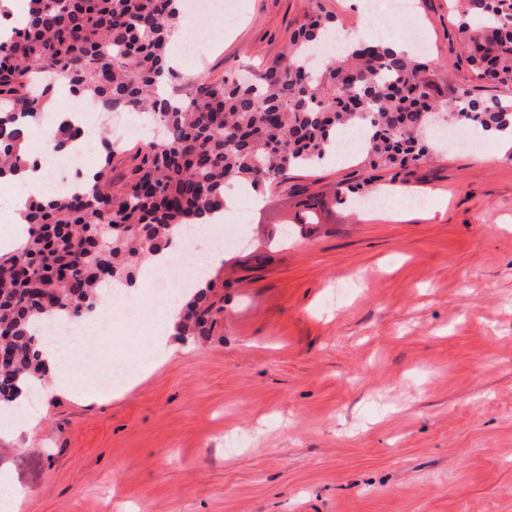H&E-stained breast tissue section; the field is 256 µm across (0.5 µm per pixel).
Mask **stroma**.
Returning a JSON list of instances; mask_svg holds the SVG:
<instances>
[{"mask_svg":"<svg viewBox=\"0 0 512 512\" xmlns=\"http://www.w3.org/2000/svg\"><path fill=\"white\" fill-rule=\"evenodd\" d=\"M443 80L484 98L512 90L455 59L448 0H414ZM306 0H236L199 65L210 80L257 72L286 49ZM136 112L97 113L133 165ZM402 181L421 206L365 214L337 184ZM321 199L322 223L281 221ZM240 249L213 273L211 336L112 398L51 395L0 452L20 512H512V151L438 143L374 170L363 156L289 171L263 188ZM113 307L104 359L134 360L138 310Z\"/></svg>","mask_w":512,"mask_h":512,"instance_id":"35a3bbf8","label":"stroma"}]
</instances>
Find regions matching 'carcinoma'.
<instances>
[{"label":"carcinoma","mask_w":512,"mask_h":512,"mask_svg":"<svg viewBox=\"0 0 512 512\" xmlns=\"http://www.w3.org/2000/svg\"><path fill=\"white\" fill-rule=\"evenodd\" d=\"M24 29L0 41V175L28 165L16 117L37 118L56 82L102 112L140 108L166 136L138 149L128 172H115L105 145L89 190L28 207L27 238L0 253V349L10 360L0 379L33 381L46 373L35 322L56 313L78 319L102 287L130 286L139 263L172 229L224 208L232 179L256 189L289 170L329 159L336 131L364 127L370 166L405 167L428 150L427 132L448 117L477 137H512V102L448 88L439 64L378 41H352L322 69L310 47L335 29L326 0H307L304 21L286 50L247 81L192 79L168 62L182 0H29ZM457 17V57L480 80L512 85V0H450ZM55 71L36 89L37 65ZM193 87L177 104L160 88ZM296 224H316L322 205L300 202ZM224 314L207 280L186 303L181 336H208Z\"/></svg>","instance_id":"obj_1"}]
</instances>
